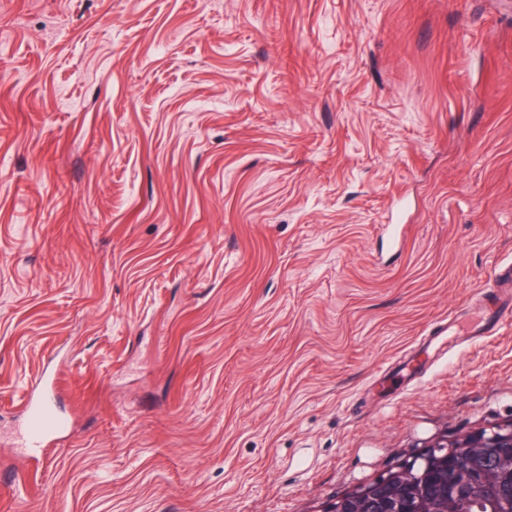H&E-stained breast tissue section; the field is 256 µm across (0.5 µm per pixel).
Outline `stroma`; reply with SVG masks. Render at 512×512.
<instances>
[{"mask_svg":"<svg viewBox=\"0 0 512 512\" xmlns=\"http://www.w3.org/2000/svg\"><path fill=\"white\" fill-rule=\"evenodd\" d=\"M510 261L512 0H0V512H329L512 425V322L421 344ZM57 387L53 380H40L21 400L24 416L22 448H42L66 426V417L56 404ZM458 446L455 444H448V440L436 441L428 446H426L420 453V457L417 460L412 459L406 467L399 470V473L402 476H410L415 474L418 471V467L420 463H425L428 458H430L434 454L445 453L448 454V457H451L456 453L455 448Z\"/></svg>","mask_w":512,"mask_h":512,"instance_id":"35a3bbf8","label":"stroma"}]
</instances>
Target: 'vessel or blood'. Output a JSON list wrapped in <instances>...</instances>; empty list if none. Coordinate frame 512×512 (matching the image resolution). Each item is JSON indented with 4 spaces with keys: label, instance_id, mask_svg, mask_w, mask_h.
Instances as JSON below:
<instances>
[{
    "label": "vessel or blood",
    "instance_id": "vessel-or-blood-1",
    "mask_svg": "<svg viewBox=\"0 0 512 512\" xmlns=\"http://www.w3.org/2000/svg\"><path fill=\"white\" fill-rule=\"evenodd\" d=\"M472 309L480 314L481 319L465 330L464 340L468 343L496 335L502 322L512 319V264L497 268L494 287L482 291ZM56 397L55 382L42 380L21 400L20 407L24 416L23 447H44L65 428L66 418L57 408Z\"/></svg>",
    "mask_w": 512,
    "mask_h": 512
}]
</instances>
